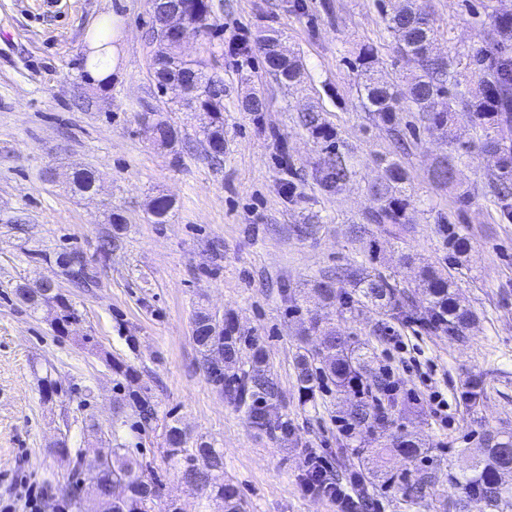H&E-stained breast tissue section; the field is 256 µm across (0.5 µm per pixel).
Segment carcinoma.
Here are the masks:
<instances>
[{"label":"carcinoma","instance_id":"obj_1","mask_svg":"<svg viewBox=\"0 0 512 512\" xmlns=\"http://www.w3.org/2000/svg\"><path fill=\"white\" fill-rule=\"evenodd\" d=\"M182 2L192 23L203 31L211 28L210 0ZM427 8L426 0H402V5L387 16L397 56L414 63L417 73L403 85L381 79L374 68V49L366 47L358 56V97L362 107L372 113L374 120L396 141H403L399 114L415 112L425 136L452 144L456 109L448 99V85L455 77V66L430 53L434 32L428 25ZM489 20L485 41L469 56V64L482 71V84L476 99L463 103V111L478 135L481 148L498 155L496 170L486 176L489 202L504 218L512 220V71L500 69L504 57L512 53V12L493 11ZM285 39L284 31L272 28L257 36L256 43L266 63H271L275 48L285 45ZM158 55L167 58L172 68L155 72L157 87H162L169 76H180L190 88L198 87L206 93L207 99L217 107L209 125L200 129V135L209 143L211 157L223 155V85L209 75L205 62L181 58L171 43L161 44ZM271 72L288 84L304 76L303 65L291 50L278 58ZM156 117V143L164 148L177 147L182 142L179 128L159 113ZM303 125L317 139L329 142L335 138L314 106L303 116ZM470 149L469 145H458L438 157L429 171L430 180L456 194L463 205L469 203L470 193L459 184L457 175ZM347 174L344 159L335 153L324 160L319 180L324 187L334 189ZM97 178L95 171L78 167L72 178L73 189L81 194L89 193ZM411 190L407 169L397 160L386 161L384 181L371 187L379 207L370 214V223L401 240L409 223ZM447 233L449 265L425 263L419 266L417 278L408 285L397 280L396 275L376 267L350 264L336 271V276L316 279L307 288L293 293L283 290L289 303L288 313L306 315L303 336L299 337L293 359L298 390L313 398L324 389L334 388L342 404L346 444H355L364 434L374 436V441L379 443L361 458L363 470L372 482L397 489L412 505L424 500L431 480L424 475L391 473L384 468L385 459L398 455L410 462L423 461L428 459L427 450L402 426L386 433V428L393 424L392 415L399 405V396L390 373L374 367V348L394 331L396 323L407 328L418 326L455 342L468 338L477 316L459 304L456 291L461 257L468 252L470 243L451 223L447 224ZM66 257L68 254H63L57 263L72 286L87 288L96 282V272L89 264L81 261L71 264ZM418 291L426 297V306L421 309L415 308L412 301V295ZM13 294L33 313L43 309L53 313L51 325L58 334L71 322L79 320L78 310L59 289L51 303L33 288L25 290L16 285ZM331 307L341 318L347 314L353 316L365 307H377L382 319L367 338L360 340L337 329L333 319L318 313L320 309ZM309 336L323 337L322 347H308ZM192 340L211 380L225 387L228 399L245 409L250 428L267 434L288 430V422L275 423L271 418V409L276 406L279 394L269 373L266 355L251 337L239 332L232 318L221 319L207 309H198ZM245 348L252 350V355L249 368L242 371L240 355ZM483 397V380L475 377L460 393L459 400L465 409L471 410L479 406ZM165 442L168 457L175 462L185 484L207 499L221 502L222 512H246L237 489L224 481V460L217 449L205 441L188 448L186 433L174 424L166 427ZM480 445L481 455L461 473L451 476L458 496L444 506L443 512H467L472 499L484 502L490 512H506L512 508V488L502 482L504 472L512 474V431H486ZM141 469L142 464L136 459L126 458L115 464L109 458L102 469L88 477V490L99 498L102 512H176L174 503L162 502V484L145 482Z\"/></svg>","mask_w":512,"mask_h":512}]
</instances>
